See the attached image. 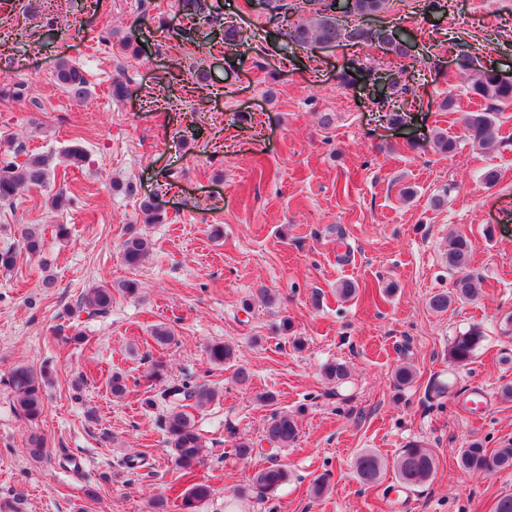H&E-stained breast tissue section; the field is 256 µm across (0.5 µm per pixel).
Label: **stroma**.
<instances>
[{
  "label": "stroma",
  "instance_id": "obj_1",
  "mask_svg": "<svg viewBox=\"0 0 512 512\" xmlns=\"http://www.w3.org/2000/svg\"><path fill=\"white\" fill-rule=\"evenodd\" d=\"M219 2L221 24L201 26L187 42L180 0H21L0 11V83L27 91L23 101L0 100V161L15 160L19 145L56 153L76 139L87 152L83 166L56 169L47 187L0 205V248L19 252L16 268L0 272V378L22 363L52 371L34 423L18 416L0 382V505L150 512L162 497L168 512H181V494L204 482L212 494L197 512H226L231 502L237 512H493L512 495V470L469 474L457 454L475 438L490 450L512 441V400L501 396L512 385V107L497 114L503 147L487 155L461 141L441 104L451 97L457 113L475 108L457 74L459 54L512 72V0H448L435 10L393 0L366 19L413 34L415 80L394 98L403 126L390 124L367 85L338 79L352 64L397 78L400 58L344 42L274 44L262 0ZM227 25L241 38L225 48ZM129 41L137 53L125 51ZM62 59L83 70L87 98L56 85ZM196 70L209 74L207 89H194ZM116 77L130 87L126 100L109 93ZM438 133L459 138L455 154L433 149ZM65 183L79 193L54 210L48 199ZM148 199L163 223H146ZM60 224L67 237H57ZM130 224L153 243L137 270L121 259ZM26 226L39 229L42 253L24 252ZM455 233L473 242L481 291L437 312L429 300L452 288L443 255ZM129 279L136 294L121 288ZM101 281L113 286L110 312L78 311L83 291ZM344 281L357 297L337 295ZM264 288L274 304L261 301ZM285 317L302 350L278 332ZM159 324L173 331L170 345L153 339ZM474 325L484 341L468 365L450 370L453 338ZM75 330L84 343H65ZM215 342L236 348L249 384L208 360ZM157 360L166 364L162 382L148 378ZM332 361L348 365L347 383L323 378ZM403 363L417 377L399 390L392 373ZM116 372L127 384L120 398L110 389ZM437 377L453 387L435 399L428 388ZM173 383L219 393L194 414L207 448L187 476L171 462L161 425ZM476 389L487 393L483 410L466 413L460 403ZM267 392L274 405L261 402ZM277 409L297 412V442L237 457L236 440H259ZM34 433L47 442L40 459L26 450ZM412 440L436 455L432 481L400 490L390 471L374 486L359 481L360 451L391 459ZM273 458L286 466L287 484L264 501L241 494ZM325 473L328 487L314 495Z\"/></svg>",
  "mask_w": 512,
  "mask_h": 512
}]
</instances>
